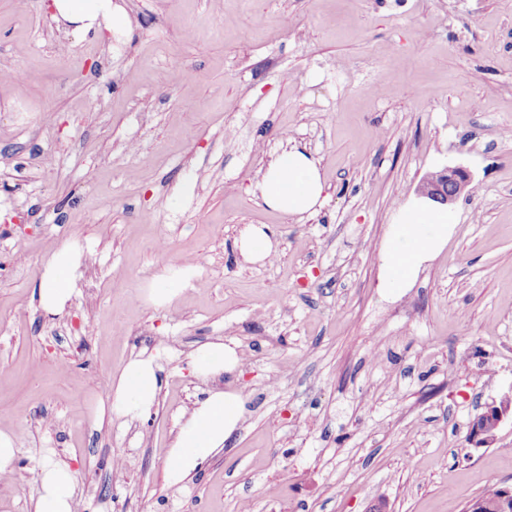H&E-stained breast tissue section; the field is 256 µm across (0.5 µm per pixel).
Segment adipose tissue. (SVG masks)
Returning <instances> with one entry per match:
<instances>
[{
  "mask_svg": "<svg viewBox=\"0 0 512 512\" xmlns=\"http://www.w3.org/2000/svg\"><path fill=\"white\" fill-rule=\"evenodd\" d=\"M56 22L73 25L83 33L118 32L129 18L117 0H53ZM265 204L287 215L312 212L322 201L324 183L316 160L306 151L291 147L271 161L258 185ZM457 224L448 208L422 196L409 197L393 213L380 250V286L390 295L412 287L419 273L443 251ZM77 256L73 248L53 253L43 273L39 299L50 312L63 311L72 293ZM196 277L189 263H166L141 290L142 300L165 305ZM242 359L223 340L208 342L190 355L193 372L215 379L240 366ZM160 385L152 356L139 354L124 365L117 380L106 389L110 412L135 419L149 413ZM243 420L242 398L232 391L215 390L181 422L166 459L169 486H179L214 452L223 448ZM36 488L30 512H74V480L68 464L52 463L35 472Z\"/></svg>",
  "mask_w": 512,
  "mask_h": 512,
  "instance_id": "obj_1",
  "label": "adipose tissue"
}]
</instances>
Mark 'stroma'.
I'll return each mask as SVG.
<instances>
[{
  "instance_id": "stroma-1",
  "label": "stroma",
  "mask_w": 512,
  "mask_h": 512,
  "mask_svg": "<svg viewBox=\"0 0 512 512\" xmlns=\"http://www.w3.org/2000/svg\"><path fill=\"white\" fill-rule=\"evenodd\" d=\"M119 2L129 27L100 38L51 0H0V72L25 75L0 82V430L18 438L0 512H28L51 460L75 512H465L511 486L512 419L475 452L467 432L512 393V0ZM293 146L325 184L301 216L257 188ZM446 165L473 180L455 232L385 296L390 216ZM247 224L274 261L242 259ZM63 246L81 258L52 314L39 290ZM187 256L200 286L144 304ZM218 338L243 362L206 381L189 355ZM142 352L156 405L97 418ZM215 387L244 422L170 488L177 425Z\"/></svg>"
}]
</instances>
